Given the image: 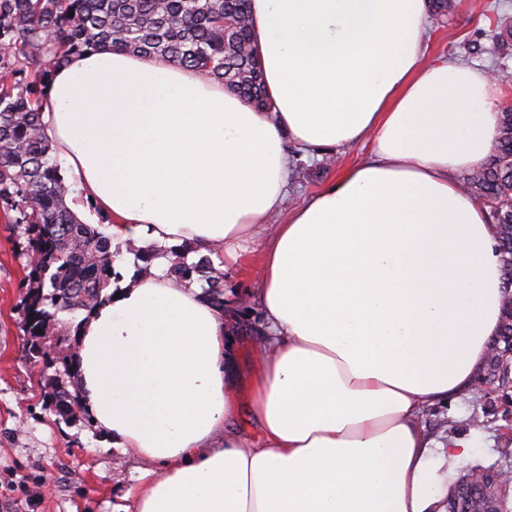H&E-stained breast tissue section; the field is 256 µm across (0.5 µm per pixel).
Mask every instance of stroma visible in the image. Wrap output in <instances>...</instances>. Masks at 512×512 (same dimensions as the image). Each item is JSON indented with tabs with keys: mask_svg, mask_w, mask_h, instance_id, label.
Wrapping results in <instances>:
<instances>
[{
	"mask_svg": "<svg viewBox=\"0 0 512 512\" xmlns=\"http://www.w3.org/2000/svg\"><path fill=\"white\" fill-rule=\"evenodd\" d=\"M455 3L447 23L433 27L428 56L461 60L495 74L512 72V48H499L489 37L497 14L512 15V0ZM369 151V143L362 141L326 151L318 161L294 154L285 208L329 184ZM26 249L22 228L0 222V512H121L125 495L136 485L137 469L147 463L134 450L108 448L104 430L82 419L63 421L46 403L40 380L58 379L72 393L78 382L67 376L63 362L48 365L26 355L21 330ZM256 262V255L244 257L224 280V300L236 309L232 338L244 371L264 336L249 289ZM424 425L441 441L471 440L470 457L449 460V472L463 464L488 466L512 459V424L498 398L472 392L437 403Z\"/></svg>",
	"mask_w": 512,
	"mask_h": 512,
	"instance_id": "35a3bbf8",
	"label": "stroma"
}]
</instances>
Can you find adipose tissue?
Segmentation results:
<instances>
[{
	"label": "adipose tissue",
	"instance_id": "ef3b65f1",
	"mask_svg": "<svg viewBox=\"0 0 512 512\" xmlns=\"http://www.w3.org/2000/svg\"><path fill=\"white\" fill-rule=\"evenodd\" d=\"M268 112L153 56L102 47L55 69L41 107L70 196L148 247L76 334L82 402L141 471L124 512H446L437 402L471 390L503 305L497 233L458 178L501 124L491 73L427 59L428 0H251ZM373 150L283 210L291 149ZM262 238L266 334L240 407L231 309L189 260Z\"/></svg>",
	"mask_w": 512,
	"mask_h": 512
}]
</instances>
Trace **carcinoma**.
Listing matches in <instances>:
<instances>
[{
    "instance_id": "1",
    "label": "carcinoma",
    "mask_w": 512,
    "mask_h": 512,
    "mask_svg": "<svg viewBox=\"0 0 512 512\" xmlns=\"http://www.w3.org/2000/svg\"><path fill=\"white\" fill-rule=\"evenodd\" d=\"M110 44L158 55L228 84L260 111L270 109L254 44L249 0H0V220L23 227L28 264L22 331L30 356L45 358L46 339L62 335L59 314L89 312L112 285V239L84 224L68 207L61 168L40 120L53 70L68 57ZM498 141L483 166L462 178L497 227L501 256L512 257V108H502ZM170 275H194L207 297L224 306L223 252L192 264L182 249ZM494 388L512 390L508 370L485 361ZM48 398L65 421L86 414L79 394L48 381ZM506 466L464 468L455 479L448 512H512Z\"/></svg>"
}]
</instances>
